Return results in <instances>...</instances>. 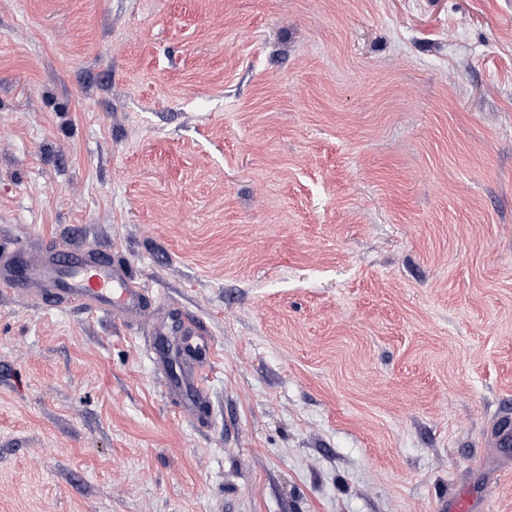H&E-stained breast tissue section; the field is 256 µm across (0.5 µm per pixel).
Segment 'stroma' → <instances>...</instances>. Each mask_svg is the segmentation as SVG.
<instances>
[{
	"mask_svg": "<svg viewBox=\"0 0 512 512\" xmlns=\"http://www.w3.org/2000/svg\"><path fill=\"white\" fill-rule=\"evenodd\" d=\"M19 240L149 305L0 291V512H512V0H0Z\"/></svg>",
	"mask_w": 512,
	"mask_h": 512,
	"instance_id": "1",
	"label": "stroma"
}]
</instances>
